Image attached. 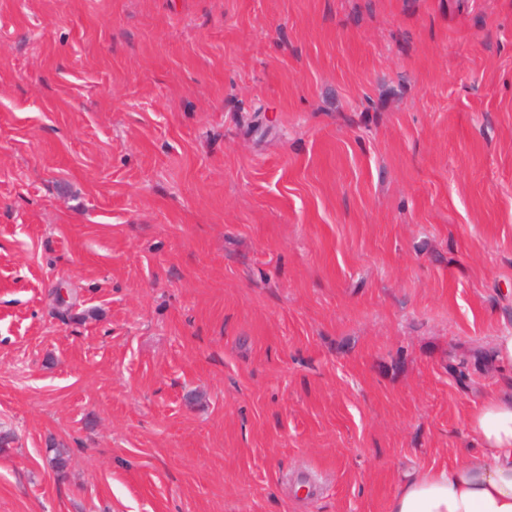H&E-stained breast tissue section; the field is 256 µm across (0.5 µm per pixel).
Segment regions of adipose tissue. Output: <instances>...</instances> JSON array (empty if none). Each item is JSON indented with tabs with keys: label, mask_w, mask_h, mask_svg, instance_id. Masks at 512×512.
Wrapping results in <instances>:
<instances>
[{
	"label": "adipose tissue",
	"mask_w": 512,
	"mask_h": 512,
	"mask_svg": "<svg viewBox=\"0 0 512 512\" xmlns=\"http://www.w3.org/2000/svg\"><path fill=\"white\" fill-rule=\"evenodd\" d=\"M467 427L476 447L405 479L387 512H512V392H487Z\"/></svg>",
	"instance_id": "1"
}]
</instances>
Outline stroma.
<instances>
[{"mask_svg":"<svg viewBox=\"0 0 512 512\" xmlns=\"http://www.w3.org/2000/svg\"><path fill=\"white\" fill-rule=\"evenodd\" d=\"M510 328L512 0H0V512H387Z\"/></svg>","mask_w":512,"mask_h":512,"instance_id":"1","label":"stroma"}]
</instances>
